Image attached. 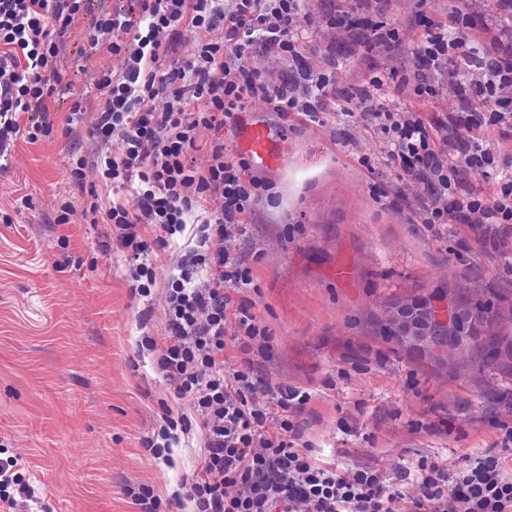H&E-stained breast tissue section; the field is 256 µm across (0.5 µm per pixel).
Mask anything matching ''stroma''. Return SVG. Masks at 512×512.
<instances>
[{"mask_svg": "<svg viewBox=\"0 0 512 512\" xmlns=\"http://www.w3.org/2000/svg\"><path fill=\"white\" fill-rule=\"evenodd\" d=\"M126 0H91L60 46L62 81L55 99L19 117L40 124L37 140L18 137L0 166V450L18 458L33 497L0 512H142L130 490L149 487L156 512H191L174 495L203 462L201 419L165 378L157 355L143 348L161 338L166 293L197 247L194 227L160 248L159 226L138 231L155 250L149 295L132 291L127 255L114 225L82 216L90 194L111 204L112 189L87 167L70 171L73 153H90L85 134H71L74 102L99 107L96 83L118 68L109 50L120 33L91 42L99 15ZM303 39L296 58L257 49L246 61L270 81L304 86L328 81L319 122L277 111L261 98L199 128L192 156L211 161L215 139L241 159L243 119L264 123L288 146L274 169L248 167L260 188L241 229L224 239L250 282L238 296L265 336L243 344L227 321L224 358L250 360L264 385L306 394L297 416L298 446L339 471L375 466L399 479L425 459L449 469L494 454L512 476V363L480 367L456 351L431 355L381 336L388 297L432 296L452 288L478 300L512 305V223L474 224L452 212L429 221L434 195L404 174L381 134L354 113L383 104L434 124L438 137L455 126L467 137L463 85L434 76L416 48L434 25L449 23V0H302ZM465 32L488 50L512 42V12L498 0H461ZM381 75L385 83L370 80ZM70 203L67 223L59 207ZM176 423L169 460L143 446L166 419Z\"/></svg>", "mask_w": 512, "mask_h": 512, "instance_id": "obj_1", "label": "stroma"}]
</instances>
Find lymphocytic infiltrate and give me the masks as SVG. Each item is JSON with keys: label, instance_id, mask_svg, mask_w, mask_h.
I'll list each match as a JSON object with an SVG mask.
<instances>
[{"label": "lymphocytic infiltrate", "instance_id": "1", "mask_svg": "<svg viewBox=\"0 0 512 512\" xmlns=\"http://www.w3.org/2000/svg\"><path fill=\"white\" fill-rule=\"evenodd\" d=\"M83 7L84 0H0V159L20 134L18 114L56 94L58 43ZM186 22L223 25L224 38L200 44L192 57L169 59L168 39ZM115 31L130 40L110 46L122 64L97 83L100 110L88 112L76 103L66 119L68 129L84 128L94 145L89 155H72L71 171L79 177L92 164L116 188L133 189L130 201L105 211L93 202L84 213L118 227L117 243L130 256L135 292H146L152 278L147 263L152 248L138 225H160L171 237L183 233L188 222L198 228L202 251L167 292V332L157 358L159 371L176 381L179 396L203 418V466L184 486L193 512H395L404 499L410 512H512V477L493 455L453 473L437 461L421 464L411 496L381 470L344 474L316 464L297 448L298 430L290 419H282L277 433L266 430L249 368L230 371L224 365L227 319H234L246 342L265 334L250 307L231 295L249 279L242 263L224 251L225 235L240 226L258 184L246 176L245 161L226 156L223 141H216L204 169L189 150L198 127L220 128L224 117L256 96L318 121L326 96L322 78H310L297 91L268 82L246 61L257 48L295 54L301 39L299 0H234L229 9L224 0H128L127 8L97 17L88 35L94 41ZM417 55L426 67L467 78L476 102H494L495 121L512 119L511 54L488 65L467 35L451 26L429 34ZM195 99L204 101V110L187 111ZM357 118L382 134L389 156L400 160L408 176L437 182L435 220L465 210L478 224L512 222L507 170L495 171L496 189L484 197L474 189L457 193L446 175L453 152L468 167L491 166L489 143L477 137L436 139L429 125L404 110L379 107ZM210 198L221 199L220 210L202 212ZM200 269L205 284L191 287Z\"/></svg>", "mask_w": 512, "mask_h": 512}]
</instances>
